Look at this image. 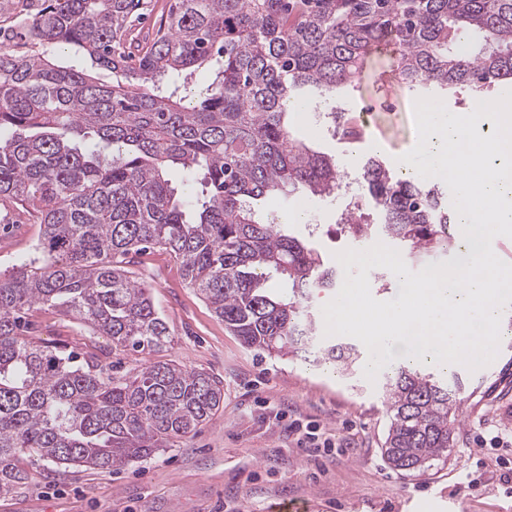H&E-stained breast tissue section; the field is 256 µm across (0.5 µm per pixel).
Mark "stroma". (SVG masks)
<instances>
[{"mask_svg":"<svg viewBox=\"0 0 512 512\" xmlns=\"http://www.w3.org/2000/svg\"><path fill=\"white\" fill-rule=\"evenodd\" d=\"M358 89L341 106L366 116L376 145L342 144L311 112L300 113L294 130L313 150L336 157L357 174L362 160L381 154L392 161L417 142L416 95L394 72L391 50L371 53ZM344 196L306 194L268 202L265 212L307 242L325 262L341 249H365L339 219ZM39 225L12 207H0V271L35 257ZM135 281L150 286L153 302L171 331L167 358L203 370L224 382V407L177 447L122 470L58 469L30 457L22 463L28 482L0 495V512H512V487L500 481L511 448H478L491 427L512 431V310L501 309V343L495 373L459 410L456 443L446 460L420 472H402L383 460L388 416L381 384L363 367L340 374L329 364L277 358L246 347L189 288L182 267L165 251L138 255ZM36 335L48 345L97 354L104 364L128 371L154 361L93 335L53 309L33 311ZM316 424L334 449L307 457L288 434L292 420Z\"/></svg>","mask_w":512,"mask_h":512,"instance_id":"1","label":"stroma"}]
</instances>
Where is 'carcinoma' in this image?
<instances>
[{
	"label": "carcinoma",
	"instance_id": "carcinoma-1",
	"mask_svg": "<svg viewBox=\"0 0 512 512\" xmlns=\"http://www.w3.org/2000/svg\"><path fill=\"white\" fill-rule=\"evenodd\" d=\"M28 21L0 25V205L40 225L38 256L0 274V494L27 480L22 456L100 472L145 461L210 421L224 403L213 375L157 360L117 377L98 358L38 345L28 315L53 308L133 352H161L170 329L128 265L155 246L173 255L224 325L249 348L309 355L342 372L354 349L316 343L313 291L335 269L258 202L334 197L336 159L297 139L300 90L336 102L368 51L397 44L400 80L420 96H490L512 84V0H172L151 31L145 0H27ZM134 79L105 86L48 51ZM213 70L199 104L176 78ZM336 139L362 138L335 106ZM202 174L205 201L172 187ZM360 184L379 217L354 204L358 237L383 235L411 258L461 249L442 192L377 157ZM465 385L400 365L384 376L389 466L423 471L454 447Z\"/></svg>",
	"mask_w": 512,
	"mask_h": 512
}]
</instances>
